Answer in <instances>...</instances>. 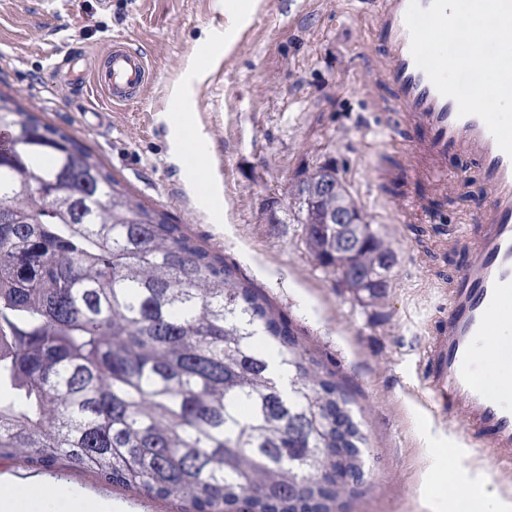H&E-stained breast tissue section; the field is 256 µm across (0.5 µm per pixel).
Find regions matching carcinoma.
Instances as JSON below:
<instances>
[{"mask_svg":"<svg viewBox=\"0 0 512 512\" xmlns=\"http://www.w3.org/2000/svg\"><path fill=\"white\" fill-rule=\"evenodd\" d=\"M0 126V460L91 472L183 512H340L367 437L336 374L67 132L2 93ZM328 170L289 187L305 246L376 303L394 254L364 215L336 228L346 186L303 195Z\"/></svg>","mask_w":512,"mask_h":512,"instance_id":"1","label":"carcinoma"}]
</instances>
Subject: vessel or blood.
<instances>
[{
    "mask_svg": "<svg viewBox=\"0 0 512 512\" xmlns=\"http://www.w3.org/2000/svg\"><path fill=\"white\" fill-rule=\"evenodd\" d=\"M409 0H377L370 12L377 39L376 89L388 95V111L421 136L406 153L411 177L447 181L443 161L461 155L478 161L485 197L473 214L472 256L448 280V322L436 331L427 358L430 402L456 407L465 432L495 462L512 454V405L493 397L478 381L471 358L474 341L488 333L491 317L512 300V157L504 153L481 118L459 116L453 98L442 96L411 55L405 23ZM150 79L148 60L121 39L113 40L92 72L70 70V85L100 93L112 103L138 100Z\"/></svg>",
    "mask_w": 512,
    "mask_h": 512,
    "instance_id": "1",
    "label": "vessel or blood"
}]
</instances>
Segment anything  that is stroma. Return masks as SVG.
Here are the masks:
<instances>
[{
	"label": "stroma",
	"instance_id": "stroma-1",
	"mask_svg": "<svg viewBox=\"0 0 512 512\" xmlns=\"http://www.w3.org/2000/svg\"><path fill=\"white\" fill-rule=\"evenodd\" d=\"M226 0H0V92L70 134L136 196L164 211L198 244L240 271L289 323L310 355L348 381L367 436L365 485L344 512H439L449 488H465L442 459L462 453L512 501V469H498L468 444L461 419L423 400L426 350L448 315L444 279L468 260L465 221L484 196L479 169L444 163L451 180L403 178L408 127L390 137L389 113L370 96L376 42L357 22L363 0H256L229 25ZM149 59L153 78L137 102L94 101L52 77L71 55L94 57L113 39ZM206 56L213 68L189 70ZM183 83L193 132L207 141L201 184L210 210L194 203L173 153L167 106ZM335 165L353 200L386 236L395 264L386 297L373 306L338 287L307 252L292 219L289 185L304 171ZM422 200L447 235L400 223V198ZM42 479L111 505L112 512H181L89 472L0 461V476Z\"/></svg>",
	"mask_w": 512,
	"mask_h": 512
}]
</instances>
